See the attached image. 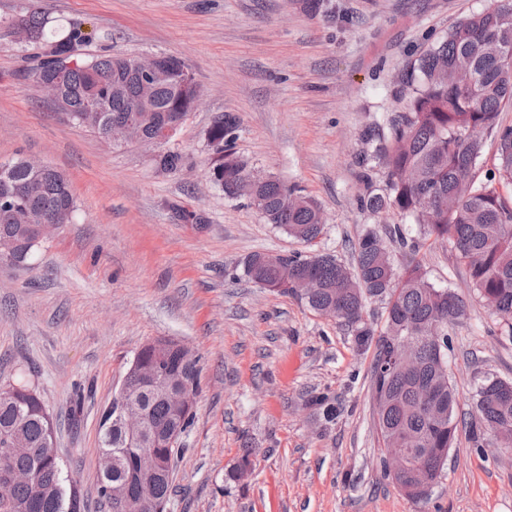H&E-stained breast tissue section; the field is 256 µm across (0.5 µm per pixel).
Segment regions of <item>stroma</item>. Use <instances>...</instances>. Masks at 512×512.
Masks as SVG:
<instances>
[{
	"instance_id": "35a3bbf8",
	"label": "stroma",
	"mask_w": 512,
	"mask_h": 512,
	"mask_svg": "<svg viewBox=\"0 0 512 512\" xmlns=\"http://www.w3.org/2000/svg\"><path fill=\"white\" fill-rule=\"evenodd\" d=\"M29 1L53 34L81 24L85 53L180 58L201 96L169 143L184 166L164 173L147 148L107 145L64 121L29 75L37 46L0 32V162H46L76 202L28 264H0V382L37 389L84 512H108L97 491L100 416L156 337L186 344L201 366L169 512H512V452L476 446L467 429L427 499L387 477L371 352H357L336 320L246 276L249 255L304 246L246 197L224 194L207 141L216 116L237 115V153L314 200L325 222L315 251L352 264L367 229L411 223L360 207L364 131L404 111L411 64L485 0H327L317 14L301 0H0V18ZM389 250L397 266L419 261L467 300L448 330V371L455 414L471 419L483 376L512 380V341L447 244L423 237L416 253ZM246 453L251 473L232 479Z\"/></svg>"
}]
</instances>
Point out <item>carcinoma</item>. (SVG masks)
<instances>
[{"instance_id":"carcinoma-1","label":"carcinoma","mask_w":512,"mask_h":512,"mask_svg":"<svg viewBox=\"0 0 512 512\" xmlns=\"http://www.w3.org/2000/svg\"><path fill=\"white\" fill-rule=\"evenodd\" d=\"M25 25L28 42L40 45L33 75L37 82L56 80L62 96L57 106L69 121L81 124L90 104L101 134L114 116H126L147 132L188 113L194 86L185 81V64L171 57L169 66L146 82L132 65V58L103 53L85 56L81 50L88 35L79 24L55 37L48 18L28 5L18 17L0 20L8 33ZM411 92L407 111L387 118L389 135L364 132L369 145L362 166H383L386 193L375 192L370 174L358 196L361 208L379 214L396 208L412 218L423 234L448 244V250L468 268L472 290L495 315L500 334L512 339V201L499 190L512 185V125L501 120L504 105L512 103V0H486L484 8L452 27L414 64L408 77ZM238 117L226 112L208 129V140L221 142L212 178L224 193L238 196L241 180H253L250 202L267 223L288 236L311 245L323 234L320 209L310 198L274 175L253 172L234 150ZM496 140V172L484 181L472 177L485 149V135ZM158 168L175 172L183 164L177 151L164 149L155 156ZM27 187L25 195L0 200V241L29 237L30 226L51 214L67 224L76 202L64 174L48 167L41 182L33 181L24 160L0 163V178ZM385 235L402 250L416 251L417 241L401 225H389ZM383 235V236H385ZM383 236L366 231L354 246V268L331 253L256 252L245 263L246 275L272 292L291 294L312 310L344 323L357 350L373 349L371 386L373 398L385 405L380 422L383 438L409 450L416 465L393 482L411 499L425 495L418 486L435 485L445 470L456 441V394L448 376V326L466 314L464 300L455 292L436 287L420 264L400 270L386 249ZM286 263L296 275L309 278L314 287L303 291L277 286L275 264ZM385 303V324L377 328L365 318L366 303ZM437 322L441 345L423 339L431 322ZM413 330L414 354L407 367L382 368L395 352L396 343ZM171 373L188 372L200 387L199 364L187 365L179 349H169L163 361ZM8 386L10 391L1 388ZM432 390L437 409L427 412L422 392ZM127 399L140 404L149 421L144 441L132 448L120 422L102 413L112 428L100 427L101 448L112 450V468L98 480L99 496L108 512H115L107 486H122L144 499L148 512L166 507L171 483L163 479L140 480L133 476L142 451L153 454L159 469L174 468L179 449L168 446V434L176 427L189 429L193 412L175 411L159 386L132 387ZM475 413L481 431L476 444L490 436L498 448L512 450V381L483 377L475 391ZM55 424L37 391L21 382L0 384V436L15 435L27 446L25 453L8 461L12 470L29 472L32 480L0 498V512H82L84 499L77 483L67 479L54 451Z\"/></svg>"}]
</instances>
